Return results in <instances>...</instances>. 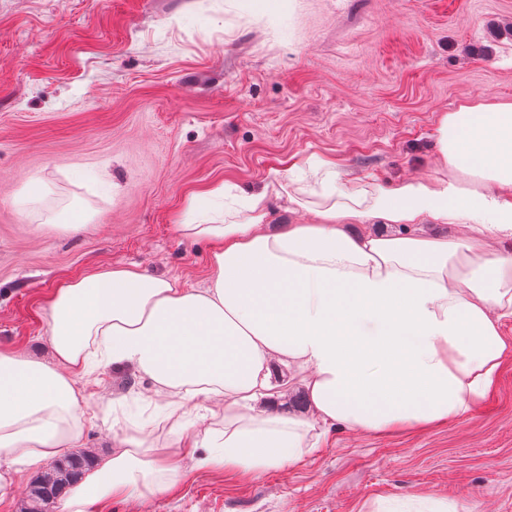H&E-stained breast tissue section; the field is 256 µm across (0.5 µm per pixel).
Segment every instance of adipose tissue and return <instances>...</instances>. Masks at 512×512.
<instances>
[{"label": "adipose tissue", "mask_w": 512, "mask_h": 512, "mask_svg": "<svg viewBox=\"0 0 512 512\" xmlns=\"http://www.w3.org/2000/svg\"><path fill=\"white\" fill-rule=\"evenodd\" d=\"M439 173L382 188L269 183L211 218L205 188L178 224L212 244L204 287L112 266L60 284L45 302L52 361L0 350V499L21 470L69 454L89 396L78 379L112 367L150 383L157 433L112 426L55 512H97L144 490L171 493L187 466L249 476L318 452L332 428L383 435L465 417L496 389L512 338V102L463 104L439 120ZM314 214L269 225L271 201ZM381 222L393 234H356ZM459 224L435 235L426 222ZM287 366L279 378V366ZM309 415L281 412L293 389ZM211 401L198 420L193 402Z\"/></svg>", "instance_id": "1"}]
</instances>
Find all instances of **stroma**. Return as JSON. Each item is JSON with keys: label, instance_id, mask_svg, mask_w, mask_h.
<instances>
[{"label": "stroma", "instance_id": "stroma-1", "mask_svg": "<svg viewBox=\"0 0 512 512\" xmlns=\"http://www.w3.org/2000/svg\"><path fill=\"white\" fill-rule=\"evenodd\" d=\"M512 102V0H0V349L50 359L43 310L65 280L114 265L202 287L206 241L177 223L191 191L296 185L321 162L391 186L438 170V121ZM88 216L61 225L69 208ZM104 419L154 420L147 380L105 368ZM119 405H112L114 397ZM512 512V362L485 404L393 436L330 432L302 462L239 478L187 469L169 495L105 512Z\"/></svg>", "mask_w": 512, "mask_h": 512}]
</instances>
